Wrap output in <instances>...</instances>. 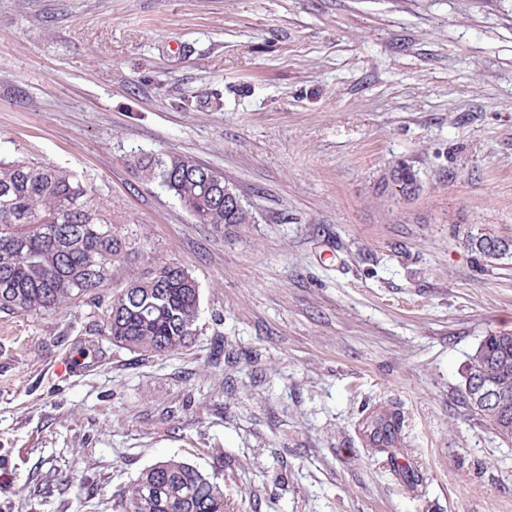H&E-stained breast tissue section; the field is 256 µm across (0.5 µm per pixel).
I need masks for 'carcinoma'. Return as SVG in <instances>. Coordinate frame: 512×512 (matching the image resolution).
Segmentation results:
<instances>
[{
  "instance_id": "cac0c4a2",
  "label": "carcinoma",
  "mask_w": 512,
  "mask_h": 512,
  "mask_svg": "<svg viewBox=\"0 0 512 512\" xmlns=\"http://www.w3.org/2000/svg\"><path fill=\"white\" fill-rule=\"evenodd\" d=\"M138 177L156 183L200 224H248L249 210L217 171L181 155L133 162ZM234 199H224V190ZM487 262L512 254L509 241L478 233L467 239ZM143 262L113 293L98 334L133 352L165 354L192 344L200 319V285L188 268L150 258L130 225L74 172L35 160L0 159V314L57 313L99 299L116 267ZM469 369L508 393L490 401L482 418L512 442V334L483 338ZM397 415L375 419L381 450L395 458ZM121 512H226L224 489L206 471L177 458L139 472L119 494Z\"/></svg>"
}]
</instances>
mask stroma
Wrapping results in <instances>:
<instances>
[{
  "label": "stroma",
  "mask_w": 512,
  "mask_h": 512,
  "mask_svg": "<svg viewBox=\"0 0 512 512\" xmlns=\"http://www.w3.org/2000/svg\"><path fill=\"white\" fill-rule=\"evenodd\" d=\"M168 154L252 223L138 178ZM0 157L77 173L201 291L163 355L90 332L101 306L0 317V512H120L169 457L227 512H512L461 376L512 332V258L466 242L512 240V0H0ZM138 177L156 183L173 196L200 224H249V210L229 182L217 171L181 155L146 156L133 162ZM234 201L224 200V195ZM238 194V195H237ZM466 241L471 251L487 262L500 261L512 253L511 242L486 233L471 234ZM395 426L398 427L396 414H383L375 419L373 437H377L376 444L382 451L391 453L390 459H395V450H393V447H396Z\"/></svg>",
  "instance_id": "35a3bbf8"
}]
</instances>
